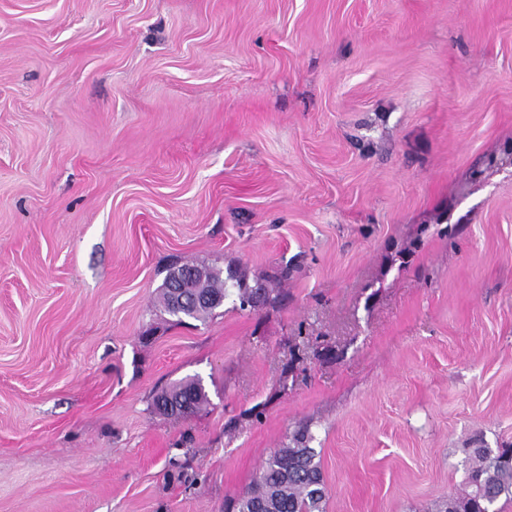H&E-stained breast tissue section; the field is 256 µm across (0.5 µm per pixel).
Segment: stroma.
Here are the masks:
<instances>
[{
	"label": "stroma",
	"instance_id": "1",
	"mask_svg": "<svg viewBox=\"0 0 512 512\" xmlns=\"http://www.w3.org/2000/svg\"><path fill=\"white\" fill-rule=\"evenodd\" d=\"M187 261L278 301L173 324ZM304 426L326 512L512 445V0H0V512H224ZM176 402L178 405L175 413L172 408V415L188 416L194 414L205 403L208 402V395L204 389L201 379L188 378L182 380L170 388L162 390L153 400V407L159 414L169 416L166 413L168 403ZM162 407L165 409L162 410Z\"/></svg>",
	"mask_w": 512,
	"mask_h": 512
}]
</instances>
